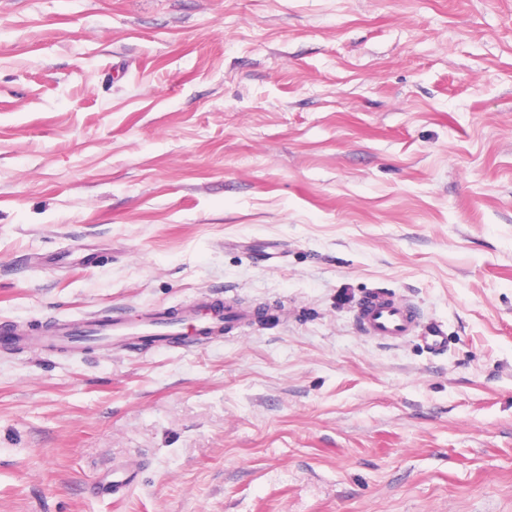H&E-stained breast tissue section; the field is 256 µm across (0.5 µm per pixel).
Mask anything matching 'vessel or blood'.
Masks as SVG:
<instances>
[{
    "instance_id": "vessel-or-blood-1",
    "label": "vessel or blood",
    "mask_w": 512,
    "mask_h": 512,
    "mask_svg": "<svg viewBox=\"0 0 512 512\" xmlns=\"http://www.w3.org/2000/svg\"><path fill=\"white\" fill-rule=\"evenodd\" d=\"M255 309L234 304L212 305L207 312L185 306L171 313L149 312L132 321L122 315L105 319L88 318L83 329L70 323L57 324L43 342L77 348L109 344L116 349L146 346L154 348L195 346L199 341L222 335L254 318ZM356 325L368 337L401 341L421 328L422 319L417 309L382 291L365 296L357 309Z\"/></svg>"
}]
</instances>
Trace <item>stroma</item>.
I'll return each instance as SVG.
<instances>
[{
	"label": "stroma",
	"instance_id": "35a3bbf8",
	"mask_svg": "<svg viewBox=\"0 0 512 512\" xmlns=\"http://www.w3.org/2000/svg\"><path fill=\"white\" fill-rule=\"evenodd\" d=\"M230 297L1 347L0 512H512V0H0V327ZM356 325L365 336L397 342L413 335L422 319L414 306L374 291L359 304ZM208 312L201 315L196 306H184L176 312H149L137 321L123 315H112L101 319L90 317L81 328L75 330L68 322L57 323L49 336H13L5 328L0 344L41 342L47 347L59 345L78 348L86 345L109 344L115 349L146 346L154 348L195 346L201 340H209L241 326L257 317L256 309L234 304L209 305Z\"/></svg>",
	"mask_w": 512,
	"mask_h": 512
}]
</instances>
